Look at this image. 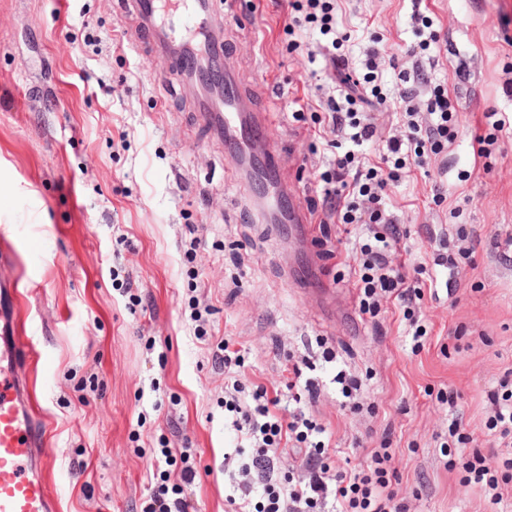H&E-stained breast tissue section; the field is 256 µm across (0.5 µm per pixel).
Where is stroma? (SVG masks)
I'll use <instances>...</instances> for the list:
<instances>
[{"label": "stroma", "mask_w": 512, "mask_h": 512, "mask_svg": "<svg viewBox=\"0 0 512 512\" xmlns=\"http://www.w3.org/2000/svg\"><path fill=\"white\" fill-rule=\"evenodd\" d=\"M220 10L249 104L271 115L276 181L311 210L325 143L290 103L298 95L325 112L334 88L305 49L288 50L286 0H226ZM411 13V0L337 2L349 51L360 59L378 47L388 93L415 63L404 52ZM433 21L436 72L462 105L460 132L447 155L388 190L407 231L400 250L420 251L440 281L421 303L429 334L416 352L392 304L373 324L325 316L308 299L329 284L355 303V263L331 254L351 235L339 224L295 233L267 223L224 160L223 134L197 119L202 88L170 76L139 40L132 10L120 0H0V226L14 250L20 332L39 357L28 377L56 455L48 483L59 512H133L162 436L195 450V512H231L224 371L189 334L194 300L209 334L241 348L248 377L282 385L289 355L309 357L319 394L305 408L330 433L336 464L359 463L386 438L411 512H493L479 486L446 466L448 407L436 395L453 391L474 447H493L488 393L512 371V128L496 132L485 167L472 137L483 113L512 116V0H437ZM89 33L101 35L98 48L84 46ZM443 165L438 205L432 175ZM194 226L202 243L189 258ZM461 228L474 249L458 256L448 288L432 239L458 255ZM129 280L142 298L134 307L121 290ZM341 370L362 384L361 412L339 404ZM93 374L98 397L81 404Z\"/></svg>", "instance_id": "1"}]
</instances>
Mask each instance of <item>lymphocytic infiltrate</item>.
<instances>
[{
  "label": "lymphocytic infiltrate",
  "instance_id": "lymphocytic-infiltrate-1",
  "mask_svg": "<svg viewBox=\"0 0 512 512\" xmlns=\"http://www.w3.org/2000/svg\"><path fill=\"white\" fill-rule=\"evenodd\" d=\"M291 17L285 35L318 34L309 60H322L323 70L348 65L340 49L347 34L336 31V0H289ZM378 51L369 49L361 65L359 88L339 82L322 120L331 133L328 154L319 174L321 213L327 224L353 226L352 253L359 258L358 310L377 316L384 299L395 298L403 312L406 333L414 342L428 334L420 315L427 286L424 265L394 262L392 255L402 231L389 207L390 183L447 150L459 132L457 101L444 80L424 67L402 74L392 94H384L379 79ZM380 146V161L366 154ZM224 370V426L235 439L233 454L225 455L228 483L225 500L233 512H410L396 488L392 466L395 451L381 442L363 463L346 469L332 466L333 450L325 427L307 414L303 397H316L313 382L303 381L309 360H289L290 379L284 389L245 379V361L228 340L212 352ZM304 396H295V388ZM492 412L486 427L503 443H512V377L503 376L491 390ZM462 415L448 427V446L465 449L464 484L484 486L491 504L503 500L499 481L480 449L470 448ZM299 449V463L288 452ZM154 486L139 512H193L187 488L195 480L188 449L161 446L155 452Z\"/></svg>",
  "mask_w": 512,
  "mask_h": 512
}]
</instances>
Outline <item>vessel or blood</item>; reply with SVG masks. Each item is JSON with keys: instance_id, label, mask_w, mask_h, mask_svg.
Segmentation results:
<instances>
[{"instance_id": "vessel-or-blood-1", "label": "vessel or blood", "mask_w": 512, "mask_h": 512, "mask_svg": "<svg viewBox=\"0 0 512 512\" xmlns=\"http://www.w3.org/2000/svg\"><path fill=\"white\" fill-rule=\"evenodd\" d=\"M147 26L186 38L184 50L172 64L189 73L202 61H211L224 80V108L214 110L202 98L206 122L224 131L227 157L256 178L255 163L275 175L278 163L271 146V124L263 112L249 110L247 95L210 39L213 0H128ZM36 359L34 348L20 334L18 288L13 275L0 274V512H57V498L44 474L53 462V450L36 413L32 392L24 376Z\"/></svg>"}]
</instances>
